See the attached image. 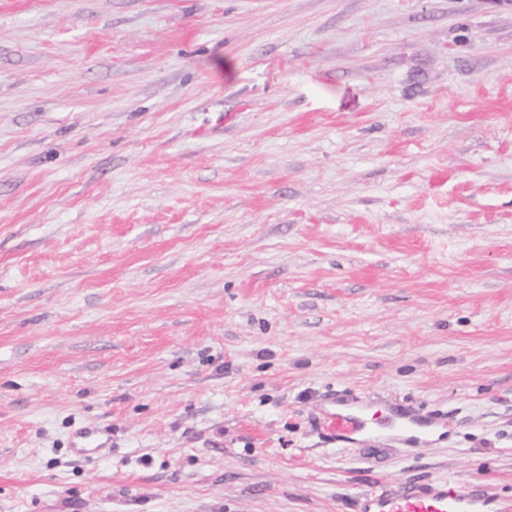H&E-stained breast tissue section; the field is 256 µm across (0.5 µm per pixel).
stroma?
Returning <instances> with one entry per match:
<instances>
[{
  "instance_id": "obj_1",
  "label": "stroma",
  "mask_w": 512,
  "mask_h": 512,
  "mask_svg": "<svg viewBox=\"0 0 512 512\" xmlns=\"http://www.w3.org/2000/svg\"><path fill=\"white\" fill-rule=\"evenodd\" d=\"M448 477L512 499V8L0 0V512ZM342 408L330 413V430L343 439H351L350 436L373 435L389 429L399 433H410V438L417 442H423L424 436L430 433L434 428L444 423L438 417L419 416L418 414L407 411L399 405L389 406L384 417L375 421L359 408L349 407L345 404H339ZM103 430L100 428H83L76 433V450L82 453L94 452L103 446Z\"/></svg>"
}]
</instances>
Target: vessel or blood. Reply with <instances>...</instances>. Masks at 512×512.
Returning a JSON list of instances; mask_svg holds the SVG:
<instances>
[{
	"instance_id": "b4317fda",
	"label": "vessel or blood",
	"mask_w": 512,
	"mask_h": 512,
	"mask_svg": "<svg viewBox=\"0 0 512 512\" xmlns=\"http://www.w3.org/2000/svg\"><path fill=\"white\" fill-rule=\"evenodd\" d=\"M331 431L340 438L373 435L389 429L411 434L413 440L440 426V418L424 417L398 405L389 406L382 419L375 420L359 408L342 406L330 415ZM359 512H512V502L500 500L484 482L462 485L454 481L383 483L362 494Z\"/></svg>"
}]
</instances>
